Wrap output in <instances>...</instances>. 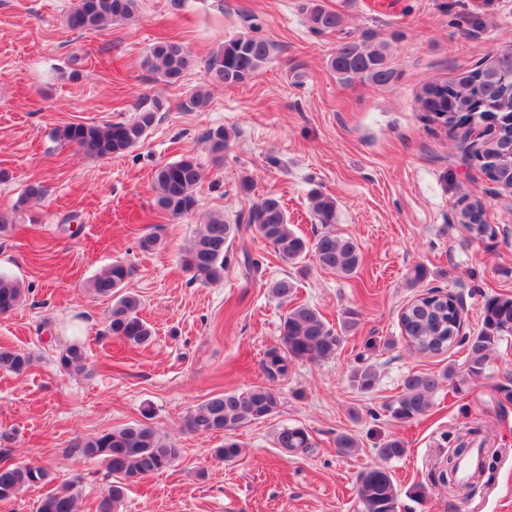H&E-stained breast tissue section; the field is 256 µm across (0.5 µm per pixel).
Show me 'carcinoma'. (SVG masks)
I'll use <instances>...</instances> for the list:
<instances>
[{"label": "carcinoma", "mask_w": 512, "mask_h": 512, "mask_svg": "<svg viewBox=\"0 0 512 512\" xmlns=\"http://www.w3.org/2000/svg\"><path fill=\"white\" fill-rule=\"evenodd\" d=\"M139 0H76L67 16L74 30H94L122 25L134 20ZM309 21L320 31L341 26L342 19L334 11L319 4L310 8ZM271 48L268 42L248 34H238L224 41L208 62L212 81L226 87L244 84L254 78L267 62ZM144 65L159 83H171L193 66V58L184 45L174 39L155 42ZM330 68L348 78L358 76L376 85L390 83L395 72L387 60L386 50L361 42L342 43L329 60ZM418 102L430 122L442 123L454 130L455 112H465L473 105L481 106L477 121L490 114L498 118L499 129L483 140V154L492 158L478 167L500 192L512 193V46L500 50L491 62L482 63L459 78L424 87ZM164 102L155 97L152 105L138 112L132 121L107 125L70 123L58 129L56 138L94 157L122 156L140 145L156 121ZM230 134L222 127L205 135L210 152L217 158L224 154ZM202 178L195 158L185 156L159 167L154 176L157 205L174 219L193 212L198 201L195 188ZM309 205L316 219L325 225L336 223V199L320 191L309 195ZM468 221L463 227L474 239L485 232V203L474 199ZM248 227L269 243L278 257L295 262L307 253H314L320 268L349 277L362 265L358 243L334 231H324L314 240L298 234L288 223L281 200L267 195L251 207ZM241 225L224 221V215L213 214L199 225L184 258L186 270L203 284L224 280L228 268V250ZM133 269L122 260H115L97 275L90 288L98 295L113 296L107 332L130 347L149 344L152 327L140 316L138 295L123 292ZM294 282L286 278L271 285V293L282 302L292 300ZM25 288L20 282L0 275V314L14 310L23 300ZM355 313L348 312L342 326H330L315 308L300 304L289 309L279 326L277 343L266 349L261 360L268 384L247 391L217 394L196 406L186 418L188 429L197 434L222 431L224 447L215 450L216 457L233 461L241 455L240 444L231 432L261 419L280 413L283 399L276 383L288 377L296 362L320 363L336 356L345 341V334L357 327ZM401 338L420 354H440L458 345L466 351L465 369L452 366L439 373H413L402 383V393L389 405L391 416L400 423L425 416L432 407V398L443 382L455 391H463L474 377L481 376L489 364L497 344L512 337V296L490 299L483 308L480 329L472 336L460 335V326L448 312V299L429 294L409 303L399 317ZM58 364L68 374L92 373L85 347L80 343L66 346L58 356ZM32 358L22 350L0 346V370L21 375L30 369ZM378 377L371 366H358L351 371L350 381L362 392L371 391ZM277 445L295 454H306L314 443L308 432L299 426H282L276 435ZM358 447L350 433L336 435V448L343 456ZM76 448L85 457L99 461L112 473L114 481L98 505V512H120L127 486L170 469L180 456V448L158 434L148 423L133 422L100 435L77 442ZM406 452L399 438L386 441L378 449L385 460L398 459ZM48 478L43 467L0 462V503L17 498L25 489ZM79 494L74 485L66 483L47 492L36 512H78ZM361 512H396L397 493L389 471L373 468L361 473L357 484Z\"/></svg>", "instance_id": "carcinoma-1"}]
</instances>
